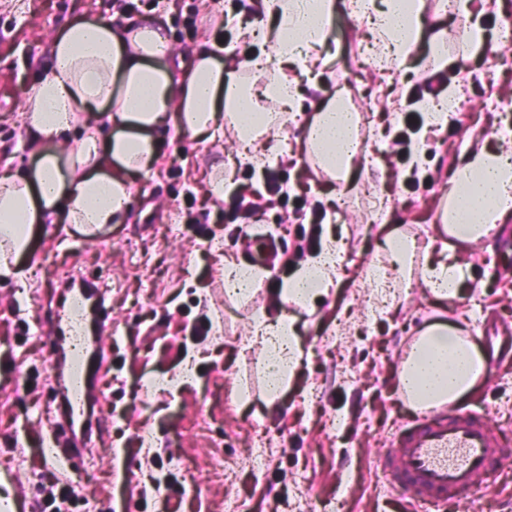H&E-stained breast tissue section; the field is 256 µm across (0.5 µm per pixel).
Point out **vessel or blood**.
Wrapping results in <instances>:
<instances>
[{
  "label": "vessel or blood",
  "instance_id": "vessel-or-blood-1",
  "mask_svg": "<svg viewBox=\"0 0 512 512\" xmlns=\"http://www.w3.org/2000/svg\"><path fill=\"white\" fill-rule=\"evenodd\" d=\"M95 294L92 288L75 289L74 303L63 308L50 330L54 358L48 365L49 375L68 380L60 410L69 421L71 437L67 447L50 456L63 472L73 456L85 451L83 437L90 422L86 396L112 344L111 321L89 311ZM511 446L512 438L482 416L452 412L438 419L421 411L401 438L382 450L381 467L388 485L409 500L426 502L440 512L449 496L462 499L487 484L504 465Z\"/></svg>",
  "mask_w": 512,
  "mask_h": 512
}]
</instances>
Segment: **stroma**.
Listing matches in <instances>:
<instances>
[{"mask_svg": "<svg viewBox=\"0 0 512 512\" xmlns=\"http://www.w3.org/2000/svg\"><path fill=\"white\" fill-rule=\"evenodd\" d=\"M255 0H199L201 19L217 15L226 31L255 20ZM175 52L209 50L206 33L189 36L184 18L142 8ZM107 0H0V170L28 168L33 159L19 114L24 87L49 64L52 37L82 19L111 20ZM417 50L402 68L360 67L365 28L337 12L335 55L319 67L321 89L305 87L304 116H312L325 92L341 91L360 113V130L371 126L372 110L398 114L392 138H369L377 158L376 193L396 199L384 224L370 223L372 200L353 181L344 194L318 182L284 186L277 207L255 221L226 217L223 223L192 228L183 213L193 197L208 192L209 179L224 151L166 133L156 169L136 182L127 223L104 228L98 242L84 241L49 224L34 234L22 264L25 282L0 278V495L39 512L50 476L43 464L47 436L65 435L59 398L44 372L51 343L38 325L53 323L61 277L71 274L97 287L112 316L110 399L105 421L94 425L92 443L103 456H87L71 468L86 504L77 512H137L142 490L156 491L173 512H224L230 502L242 512H386L395 491L380 468L381 448L413 412L395 389L408 353V339L428 324L444 321L470 332L477 348L498 322L512 324V268L500 266L512 253V216L498 238L460 252L466 288L454 305L436 303L419 273L397 278L395 296L371 313L372 290L361 267L378 259L382 242L394 233L427 243L440 229L444 186L480 134L491 149L512 144V46L492 53H458L465 25L428 13ZM442 29L444 61H436L430 38ZM460 89L464 102L455 121L426 142V161L410 173L412 145L396 143L406 113L432 90ZM369 89L372 98L362 101ZM326 212L324 235L343 236L340 284L315 314L290 313L308 363L274 403L263 397L259 349L242 350L256 315L272 311L271 285L280 283L311 250L301 216L313 207ZM179 219H172L171 210ZM274 238L277 251L268 285L249 298L224 292L228 259L244 261L255 234ZM211 321L208 336L193 333ZM198 354L197 374L178 392L148 390L154 379L176 377L187 354ZM248 390L249 405L239 394ZM460 409L512 430V360L492 367L459 401ZM344 428H336L337 416Z\"/></svg>", "mask_w": 512, "mask_h": 512, "instance_id": "obj_1", "label": "stroma"}]
</instances>
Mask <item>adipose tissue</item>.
<instances>
[{"label":"adipose tissue","mask_w":512,"mask_h":512,"mask_svg":"<svg viewBox=\"0 0 512 512\" xmlns=\"http://www.w3.org/2000/svg\"><path fill=\"white\" fill-rule=\"evenodd\" d=\"M350 15L379 47V62L405 64L427 22L424 0H347ZM275 26L272 51L246 58L249 78L239 77L209 51L193 52L189 65L171 57L167 37L151 19L118 25L97 20L72 24L51 42V61L31 85L20 120L34 166L0 172V277H21L37 225L65 219L92 240L130 214L139 176L159 158V135L174 131L206 144L233 128L243 146L262 142L267 159L283 152L286 118L302 113L300 75L311 58L330 49L336 0H262ZM459 93L422 101L424 123L414 135L415 156L426 136L444 131L456 115ZM357 120L333 93L304 128L316 175L347 186L357 157ZM512 214V157L483 146L468 149L450 182L442 229L450 240L475 245L491 237ZM387 262L371 263L367 278L385 291L389 268L419 267L432 296L453 301L461 293L463 267L454 256L434 258V246L418 251L415 239L387 240ZM344 245L331 238L279 290L282 305L316 312L335 290ZM250 345L264 353V392L279 399L308 358L294 320L259 314ZM488 359L460 329L426 328L401 362L398 391L411 409L456 403L486 376Z\"/></svg>","instance_id":"1"}]
</instances>
